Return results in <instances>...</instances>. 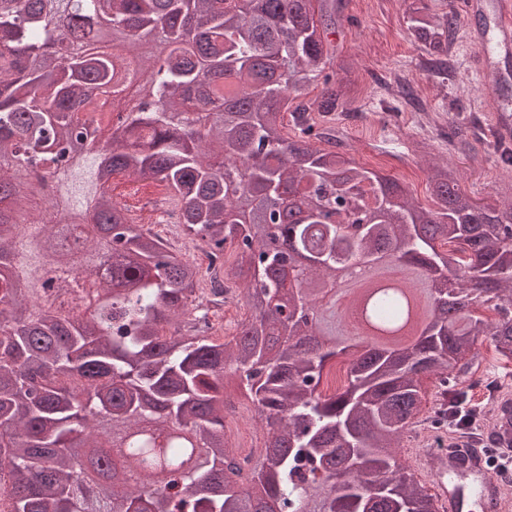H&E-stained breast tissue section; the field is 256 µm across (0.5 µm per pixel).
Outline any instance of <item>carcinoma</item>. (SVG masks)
Wrapping results in <instances>:
<instances>
[{"mask_svg":"<svg viewBox=\"0 0 512 512\" xmlns=\"http://www.w3.org/2000/svg\"><path fill=\"white\" fill-rule=\"evenodd\" d=\"M335 24L336 0H0V155L20 165L0 172V512H435L398 450L418 423L420 377L435 379L430 424L443 438L463 422L480 347L512 362V202L481 205L435 166L424 207L330 135L325 148L311 142L309 112L342 105L326 73ZM107 27L149 74V101L60 178L64 147L107 112L115 73L94 51ZM456 28L446 8L409 7L408 31L438 74ZM154 39L166 55L144 51ZM23 167L55 183L36 214ZM120 174L169 191L211 259L237 245L225 274L249 277L250 315L231 338L212 334L227 289L196 301L200 267L126 222L104 190ZM287 194L301 218L264 222ZM272 236L306 260L303 278L285 280ZM447 257L467 278L435 294ZM392 258L425 299L423 325L396 346L350 332L318 299L336 272ZM89 264L104 268L90 313L68 309L66 288L58 308H37L47 266ZM368 311L383 331L409 321L395 290ZM336 359L346 376L326 391ZM227 376L267 434L241 493L225 489L240 476Z\"/></svg>","mask_w":512,"mask_h":512,"instance_id":"cac0c4a2","label":"carcinoma"}]
</instances>
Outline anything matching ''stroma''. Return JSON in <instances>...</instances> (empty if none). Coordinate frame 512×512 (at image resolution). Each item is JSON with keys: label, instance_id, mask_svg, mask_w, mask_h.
Returning a JSON list of instances; mask_svg holds the SVG:
<instances>
[{"label": "stroma", "instance_id": "35a3bbf8", "mask_svg": "<svg viewBox=\"0 0 512 512\" xmlns=\"http://www.w3.org/2000/svg\"><path fill=\"white\" fill-rule=\"evenodd\" d=\"M411 0H339L336 26L327 35L328 68L346 95L342 110L314 116L315 129L335 127L343 150L357 163L407 183L415 198L431 205L430 166L447 163L462 188L477 202L512 200V163L493 137L492 103L512 106V80L489 96L468 61L475 49L463 0H448L457 10L456 42L450 64L454 78L441 80L422 66L423 52L407 36ZM152 233L207 267L205 243L180 224L143 217Z\"/></svg>", "mask_w": 512, "mask_h": 512}]
</instances>
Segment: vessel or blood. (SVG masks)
I'll list each match as a JSON object with an SVG mask.
<instances>
[{
    "label": "vessel or blood",
    "mask_w": 512,
    "mask_h": 512,
    "mask_svg": "<svg viewBox=\"0 0 512 512\" xmlns=\"http://www.w3.org/2000/svg\"><path fill=\"white\" fill-rule=\"evenodd\" d=\"M472 39L477 47L476 75L482 80L512 52V0H495L491 27L473 33ZM489 435L496 447H512V394L497 397ZM418 465L430 477L440 512H507L504 488L484 465L480 450L461 458L447 449L437 453L423 448Z\"/></svg>",
    "instance_id": "b4317fda"
}]
</instances>
